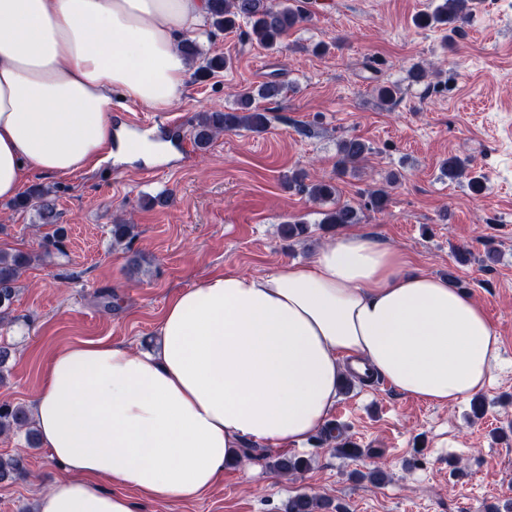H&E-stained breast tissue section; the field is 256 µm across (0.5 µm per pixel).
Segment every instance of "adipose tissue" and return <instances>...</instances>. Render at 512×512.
<instances>
[{"mask_svg": "<svg viewBox=\"0 0 512 512\" xmlns=\"http://www.w3.org/2000/svg\"><path fill=\"white\" fill-rule=\"evenodd\" d=\"M205 0H0V200L31 173L65 177L111 149L112 93L182 98V37ZM149 351L105 340L56 352L29 416L65 466L38 512H137L212 488L245 445L322 432L347 367L454 406L485 391L501 350L483 306L361 233L305 264L228 271L176 294Z\"/></svg>", "mask_w": 512, "mask_h": 512, "instance_id": "obj_1", "label": "adipose tissue"}]
</instances>
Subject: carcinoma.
<instances>
[{
  "mask_svg": "<svg viewBox=\"0 0 512 512\" xmlns=\"http://www.w3.org/2000/svg\"><path fill=\"white\" fill-rule=\"evenodd\" d=\"M472 0H442L430 14H424L419 24L427 27L434 24L446 25L452 21L467 19L471 13ZM208 18L212 26L220 31H231L244 22L250 26V35L266 48L274 47L288 30L302 23L307 16L290 4V0H206ZM180 49L188 64L202 58L197 74L211 75L227 66L222 56L201 57V50L196 41L185 39ZM284 91V86L274 80L257 87L242 88L237 92V108L232 112H201L192 125L193 141L197 148L205 149L213 139L226 132L246 130L263 133L267 130L270 119L266 110L258 107L259 100H275ZM371 153L370 146L362 139L352 136L341 140L339 144L338 165L345 170L352 164L363 161ZM467 166V161L454 155L442 163V172L451 182L460 178ZM308 196L315 201H328L336 197L337 188L329 180L317 181L305 186ZM51 192L43 187L33 188L29 195L20 200L18 205L26 206L31 201L38 204V214L42 223H57L58 214ZM321 223L332 228L359 223L358 209L347 203H338L324 212ZM135 225L119 222L112 225V241L117 245H130L136 237ZM38 258L32 253H5L0 251V318L4 317L14 302L17 283L23 270ZM28 430L29 440H34L28 410L22 405H0V433L13 430ZM324 439L336 440V451L348 458H359L364 450L344 436L341 426H330L323 430ZM268 466L279 472H297L308 467V461L295 457L270 459ZM25 474L23 460L19 456H0V480L7 477H21ZM328 508V503L307 494H298L288 501V512H319Z\"/></svg>",
  "mask_w": 512,
  "mask_h": 512,
  "instance_id": "cac0c4a2",
  "label": "carcinoma"
}]
</instances>
